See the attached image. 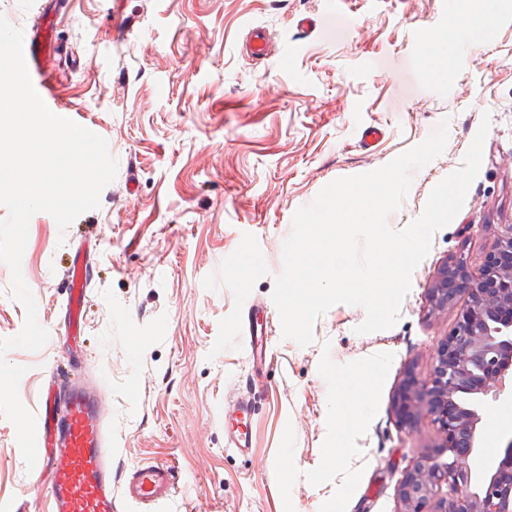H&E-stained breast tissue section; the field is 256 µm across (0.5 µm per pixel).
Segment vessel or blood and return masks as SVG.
<instances>
[{
	"mask_svg": "<svg viewBox=\"0 0 512 512\" xmlns=\"http://www.w3.org/2000/svg\"><path fill=\"white\" fill-rule=\"evenodd\" d=\"M37 33L24 38L28 70L37 74L35 89L47 97L48 77L39 71ZM69 327L82 329V309L88 287L87 265L74 257L67 269ZM239 426L229 434V449L242 452L250 445L246 422L248 403L234 407ZM38 453L33 474L50 472L48 512H115L112 497V441L99 410L97 390L78 379H52L37 412ZM123 497L132 503L160 508L166 512L178 495L172 466L143 463L130 467L122 487Z\"/></svg>",
	"mask_w": 512,
	"mask_h": 512,
	"instance_id": "1",
	"label": "vessel or blood"
}]
</instances>
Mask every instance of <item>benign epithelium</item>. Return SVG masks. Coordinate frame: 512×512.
<instances>
[{"mask_svg": "<svg viewBox=\"0 0 512 512\" xmlns=\"http://www.w3.org/2000/svg\"><path fill=\"white\" fill-rule=\"evenodd\" d=\"M461 295L466 304L441 342L429 378L409 369L395 395L403 426L427 417L441 433V444L403 475L400 512H512V439L491 466H471L483 436L486 397L512 392L506 383L512 379V224L477 271L464 259L442 265L428 288V306L440 311ZM444 484L448 492L442 494Z\"/></svg>", "mask_w": 512, "mask_h": 512, "instance_id": "obj_1", "label": "benign epithelium"}]
</instances>
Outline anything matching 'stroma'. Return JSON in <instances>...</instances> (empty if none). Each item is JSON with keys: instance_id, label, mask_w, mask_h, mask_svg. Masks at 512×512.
<instances>
[{"instance_id": "stroma-1", "label": "stroma", "mask_w": 512, "mask_h": 512, "mask_svg": "<svg viewBox=\"0 0 512 512\" xmlns=\"http://www.w3.org/2000/svg\"><path fill=\"white\" fill-rule=\"evenodd\" d=\"M0 0V16L47 28L42 60L65 114L97 128L118 162L98 208L66 230L29 222L22 275L55 347L17 348L21 402L36 410L47 369L77 370L102 390L112 483L166 462L182 512H400L397 486L441 442L423 419L402 427L392 401L406 369L428 378L465 305L431 312L438 268H478L512 224V0H493L490 35L435 47L461 0ZM271 53L248 55L252 32ZM448 58L429 73V55ZM479 173L412 276L398 321L367 334L363 307L337 304L306 347L283 338L272 300L293 215L334 179L375 170L448 125L444 152L413 170L389 228L406 229L432 189L461 167L482 119ZM89 270L85 330L67 332L65 270ZM0 263V339L24 306ZM270 339L248 362L250 330ZM367 400L342 430L353 382ZM249 402L251 446L226 448L229 404ZM48 477L26 469L0 414V512H43Z\"/></svg>"}]
</instances>
